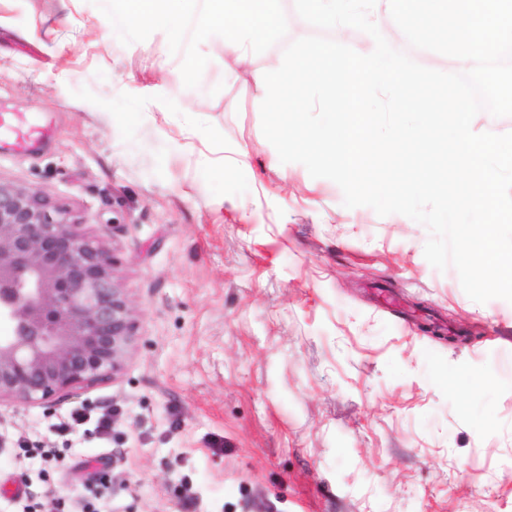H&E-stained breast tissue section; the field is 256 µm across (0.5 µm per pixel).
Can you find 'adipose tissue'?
I'll use <instances>...</instances> for the list:
<instances>
[{
    "label": "adipose tissue",
    "instance_id": "obj_1",
    "mask_svg": "<svg viewBox=\"0 0 512 512\" xmlns=\"http://www.w3.org/2000/svg\"><path fill=\"white\" fill-rule=\"evenodd\" d=\"M190 4L189 17L198 32L227 25L245 34L246 38L273 36L283 19L269 11L266 0H186Z\"/></svg>",
    "mask_w": 512,
    "mask_h": 512
}]
</instances>
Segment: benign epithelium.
Wrapping results in <instances>:
<instances>
[{
  "instance_id": "benign-epithelium-1",
  "label": "benign epithelium",
  "mask_w": 512,
  "mask_h": 512,
  "mask_svg": "<svg viewBox=\"0 0 512 512\" xmlns=\"http://www.w3.org/2000/svg\"><path fill=\"white\" fill-rule=\"evenodd\" d=\"M114 265L40 192L0 181V403L50 406L120 373L136 325Z\"/></svg>"
}]
</instances>
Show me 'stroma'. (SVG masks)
<instances>
[{"instance_id":"stroma-1","label":"stroma","mask_w":512,"mask_h":512,"mask_svg":"<svg viewBox=\"0 0 512 512\" xmlns=\"http://www.w3.org/2000/svg\"><path fill=\"white\" fill-rule=\"evenodd\" d=\"M271 6L285 30L231 74L218 29L0 0V113L49 130L0 139V180L113 254L136 320L115 378L0 406V512L16 488L28 512L82 501L99 456L103 512H512V302L432 267L424 225L280 162L257 78L316 29ZM82 407L111 415L108 439L61 432Z\"/></svg>"}]
</instances>
